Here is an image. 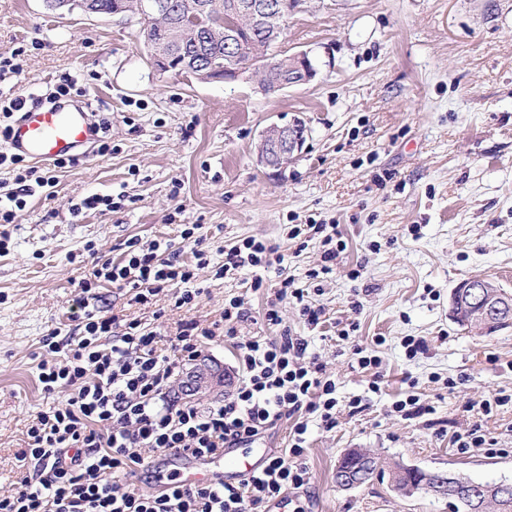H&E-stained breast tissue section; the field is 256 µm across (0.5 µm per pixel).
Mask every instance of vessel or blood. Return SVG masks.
<instances>
[{"label": "vessel or blood", "instance_id": "vessel-or-blood-1", "mask_svg": "<svg viewBox=\"0 0 512 512\" xmlns=\"http://www.w3.org/2000/svg\"><path fill=\"white\" fill-rule=\"evenodd\" d=\"M99 138L100 130L88 104L60 98L28 105L19 112L10 126L6 147L28 161L51 164L80 155L83 148ZM266 456V449L245 445L214 457L185 459L182 468L175 471L159 461L154 468L160 475V485H167L172 478L185 485L200 484L250 472Z\"/></svg>", "mask_w": 512, "mask_h": 512}]
</instances>
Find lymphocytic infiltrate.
<instances>
[{
	"label": "lymphocytic infiltrate",
	"instance_id": "lymphocytic-infiltrate-1",
	"mask_svg": "<svg viewBox=\"0 0 512 512\" xmlns=\"http://www.w3.org/2000/svg\"><path fill=\"white\" fill-rule=\"evenodd\" d=\"M2 168L13 173L15 187L0 195V250L9 242L4 225L25 208L33 187L58 184L50 171L3 150ZM289 234L319 239L321 267L312 270L315 278L331 273L347 247L334 224H294ZM193 258L186 263L178 253H163L159 242L146 243L137 236L125 241L120 260L95 257L89 277L80 283L84 297L70 315L77 336L63 342L51 333L44 336L37 364L43 392L64 391L68 397L28 423V446L20 460L29 473L15 491L0 494V512H260L286 490L309 484L300 458L310 424L333 430L338 405L356 413L363 399L339 400L335 379L309 353L305 338L238 336V324L249 315L235 298L225 301L218 320L183 321L167 335L138 318L123 321L88 309V294L104 282L131 288L140 305L152 304L163 289L172 288L176 307L192 308L200 294L195 270L209 263L202 250L194 251ZM283 262L275 247L246 237L225 248L215 275L255 271L251 287L257 290L263 286L262 272ZM307 295L294 278L280 279L262 310L263 321L280 325V303L289 298L305 321L319 325L322 310ZM221 338L231 341L236 352L233 391L205 408L180 401L172 383L185 365ZM284 419L291 422L287 447L270 453L261 470L239 483L176 484L146 492L124 481L143 467L144 451L214 456L263 438Z\"/></svg>",
	"mask_w": 512,
	"mask_h": 512
}]
</instances>
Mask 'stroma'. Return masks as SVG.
I'll list each match as a JSON object with an SVG mask.
<instances>
[{
    "mask_svg": "<svg viewBox=\"0 0 512 512\" xmlns=\"http://www.w3.org/2000/svg\"><path fill=\"white\" fill-rule=\"evenodd\" d=\"M17 47L23 71L0 87L41 94L63 74L79 76L93 109L110 117L114 150L59 170L55 193L35 191L8 227L0 493L24 474L28 419L59 401L38 382L43 336L73 335L70 308L92 254L119 259L135 235L187 261L193 249L207 252L194 308H175L171 288L144 307L132 303V290L106 284L90 310L169 331L180 320L218 319L225 299L237 296L251 313L240 335H271L260 317L267 288H249L248 271L213 276L224 245L245 237L277 246L283 274L323 308L313 327L282 303V326L308 340L339 396H364L365 405L341 410L331 431L311 427L302 458L310 483L291 493L304 512H452L427 491L399 495L385 477L338 488L337 462L352 448L464 479L512 481V407L480 408L490 393L512 390V327L462 326L451 309L454 288L469 278L512 290V0H308L289 15L277 51H312L318 75L269 94L251 80L206 83L155 70L133 13L58 15L44 0H0V51ZM297 119L308 128L302 151L280 169L261 164L262 131ZM120 193V210H73L88 196ZM313 221L339 225L347 243L333 273L314 280L318 240L284 233ZM185 224L198 225V243L182 240ZM341 328L349 340H338ZM409 338L424 344L412 359ZM358 346L382 359L379 391L357 366ZM201 359L214 379L195 402L223 400L236 383L231 343H212ZM409 381L433 413L394 412ZM474 423L495 439L496 454L452 448V434Z\"/></svg>",
    "mask_w": 512,
    "mask_h": 512,
    "instance_id": "35a3bbf8",
    "label": "stroma"
}]
</instances>
